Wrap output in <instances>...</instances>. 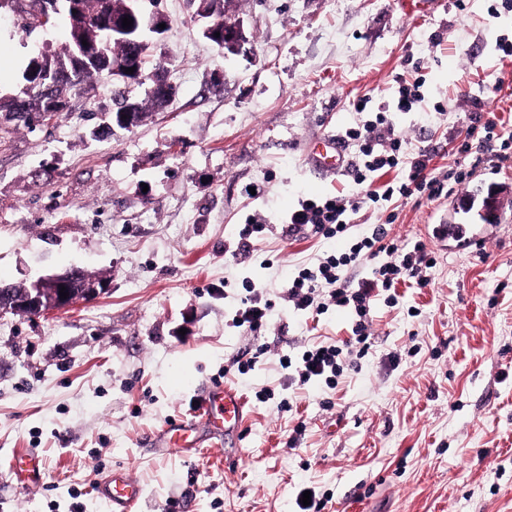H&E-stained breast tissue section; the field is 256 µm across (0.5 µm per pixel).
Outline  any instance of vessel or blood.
<instances>
[{
  "label": "vessel or blood",
  "mask_w": 512,
  "mask_h": 512,
  "mask_svg": "<svg viewBox=\"0 0 512 512\" xmlns=\"http://www.w3.org/2000/svg\"><path fill=\"white\" fill-rule=\"evenodd\" d=\"M310 167L322 176H332L345 170V151L336 135L328 134L309 147ZM439 240L453 239L476 245L478 237L472 225L439 224L434 228ZM197 417L167 425L155 436L159 449L177 448L189 453L210 439L233 433L245 418V402L229 387L218 383L206 385L197 400ZM11 478L20 487L41 484L46 466L43 458L30 449L18 448L12 453ZM98 497L110 512H137L143 501L141 485L124 469L111 470L96 485Z\"/></svg>",
  "instance_id": "1"
}]
</instances>
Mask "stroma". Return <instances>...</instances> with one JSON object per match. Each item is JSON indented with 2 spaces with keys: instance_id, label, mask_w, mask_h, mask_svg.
<instances>
[{
  "instance_id": "obj_1",
  "label": "stroma",
  "mask_w": 512,
  "mask_h": 512,
  "mask_svg": "<svg viewBox=\"0 0 512 512\" xmlns=\"http://www.w3.org/2000/svg\"><path fill=\"white\" fill-rule=\"evenodd\" d=\"M490 3L233 0L247 42L232 54L204 37L187 0H158L165 27L149 62L164 63L176 94L138 126L101 132L113 107L103 77L36 129L0 112V280L77 267L110 282L43 317L0 312V512H107L95 486L115 467L142 485L140 512H296L304 488L323 512H512V160L438 200L363 207L357 223L397 213L389 239L433 251L429 284L374 303L370 348L336 387L288 391L279 364L355 324L333 306L308 319L283 299L298 265L341 248L283 222L346 182L316 175L308 146L358 122L356 99L371 96L372 112L393 102L400 75L425 79L423 101L398 118L405 150L430 151L440 172L474 108L512 126V60L498 49L512 42V10ZM67 39L62 16L25 33L0 8V47L15 60L0 99ZM497 76L507 88L495 93ZM488 187L498 222L481 246L438 240L441 219L478 223L460 207ZM250 216L265 229L245 253ZM246 279L272 304L256 335L229 324ZM216 380L245 401L236 441L152 448ZM16 448L44 457L38 487L11 484Z\"/></svg>"
}]
</instances>
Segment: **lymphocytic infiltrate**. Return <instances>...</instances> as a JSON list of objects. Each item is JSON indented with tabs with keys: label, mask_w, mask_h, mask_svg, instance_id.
<instances>
[{
	"label": "lymphocytic infiltrate",
	"mask_w": 512,
	"mask_h": 512,
	"mask_svg": "<svg viewBox=\"0 0 512 512\" xmlns=\"http://www.w3.org/2000/svg\"><path fill=\"white\" fill-rule=\"evenodd\" d=\"M398 99L394 105H380L374 119L356 123L342 131L343 145L353 147L357 159L347 169L348 181L336 194L318 199L306 198L290 211V230L306 231L312 237L343 238L347 251L320 257L312 264L299 265L288 283L286 302L311 316H319L327 305L354 310L357 321L352 338L336 344L315 343L297 358L281 357L282 369L288 370L289 383L300 385L313 380L335 386L349 357L364 354L370 337V303L397 284L415 281L418 287L429 283L428 269L435 259L422 242L397 245L388 241L382 227L357 228L353 217L363 200L391 202L414 194L438 198L451 194L453 186L464 184L484 165L493 140H500L498 161L512 157V140L498 139L497 124L474 113L466 135L456 148L457 166L451 177L435 174L426 151L412 154L404 150L405 141L394 120L395 113L408 112L422 101L420 80L399 78ZM386 253L388 260L373 269L371 277L351 280L349 273L369 256Z\"/></svg>",
	"instance_id": "f902f5d3"
}]
</instances>
